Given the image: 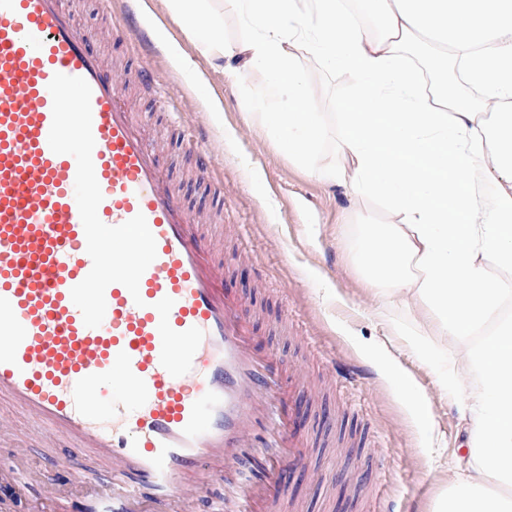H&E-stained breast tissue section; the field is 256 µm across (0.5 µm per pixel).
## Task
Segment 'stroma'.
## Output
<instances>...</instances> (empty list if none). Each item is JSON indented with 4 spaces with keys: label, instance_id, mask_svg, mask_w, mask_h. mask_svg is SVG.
I'll return each mask as SVG.
<instances>
[{
    "label": "stroma",
    "instance_id": "stroma-1",
    "mask_svg": "<svg viewBox=\"0 0 512 512\" xmlns=\"http://www.w3.org/2000/svg\"><path fill=\"white\" fill-rule=\"evenodd\" d=\"M130 4L151 37L160 88L142 81L140 46L118 36L120 6L108 11L100 0H77L76 19L89 35L88 48L111 60L110 76L149 112V131H163L161 162L185 204L202 217L223 208L225 223L237 225L224 241L226 285L261 309L260 352L281 355L304 373L332 382L327 390H307L301 403L303 424L318 446L304 477L287 487L292 512H364L372 494L385 512H438L473 428L458 410V392L469 387V378L458 375L446 386L436 368L465 344L447 337L433 358L421 356L409 337L420 328L421 304L397 292L378 298L359 269L352 250L358 233L367 224L396 223V216L288 159L243 97L261 92L260 74L239 79L237 63L229 59L223 68L211 67L165 0ZM296 63L329 124L323 153L337 160L339 104L353 85L307 50L298 51ZM190 131L207 151L222 192L199 178V157L184 149ZM397 370L422 393L430 427L417 422L398 394ZM4 412L12 429L0 440V500L11 504V512H28L29 503L43 495L39 474L64 458L67 443L45 447L31 434L23 410L8 406ZM19 444L28 449L29 469L20 504L7 475L17 464Z\"/></svg>",
    "mask_w": 512,
    "mask_h": 512
}]
</instances>
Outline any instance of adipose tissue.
<instances>
[{
    "label": "adipose tissue",
    "mask_w": 512,
    "mask_h": 512,
    "mask_svg": "<svg viewBox=\"0 0 512 512\" xmlns=\"http://www.w3.org/2000/svg\"><path fill=\"white\" fill-rule=\"evenodd\" d=\"M171 2L205 58L237 57L263 75L262 95L247 105L291 161L400 215L364 230L355 254L375 291L421 300L418 352L431 357L438 337L468 340L487 327L462 364L439 370L472 377L460 408L477 433L470 474L440 509L512 512L511 498L488 490L512 484V320H494L512 284L489 272L512 269V0H360L380 19L374 35L342 0H232L249 30L234 44L206 0ZM412 45L438 82L434 99L416 94ZM302 47L355 88L340 105L337 165L321 160L328 124L296 66Z\"/></svg>",
    "instance_id": "adipose-tissue-1"
}]
</instances>
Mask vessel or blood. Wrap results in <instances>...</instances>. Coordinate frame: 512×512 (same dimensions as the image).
Listing matches in <instances>:
<instances>
[{"mask_svg": "<svg viewBox=\"0 0 512 512\" xmlns=\"http://www.w3.org/2000/svg\"><path fill=\"white\" fill-rule=\"evenodd\" d=\"M87 40L63 0H0V402L108 463L106 489L72 476L99 512H282L255 431L305 462V376L257 354L247 300Z\"/></svg>", "mask_w": 512, "mask_h": 512, "instance_id": "obj_1", "label": "vessel or blood"}]
</instances>
